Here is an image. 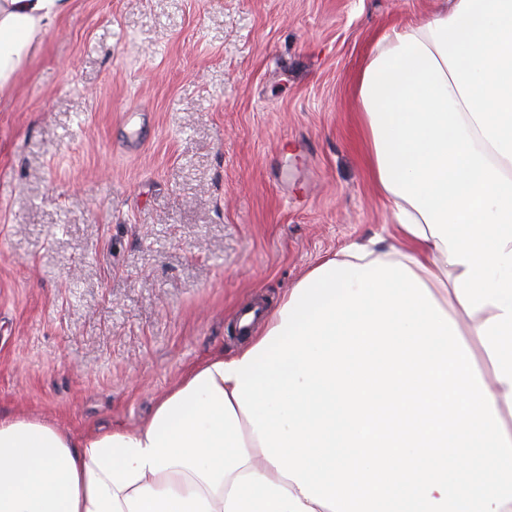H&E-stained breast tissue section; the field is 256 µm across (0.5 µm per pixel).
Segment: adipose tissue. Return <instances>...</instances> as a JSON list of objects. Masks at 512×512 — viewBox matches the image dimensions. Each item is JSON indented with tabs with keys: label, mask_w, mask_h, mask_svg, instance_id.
I'll return each mask as SVG.
<instances>
[{
	"label": "adipose tissue",
	"mask_w": 512,
	"mask_h": 512,
	"mask_svg": "<svg viewBox=\"0 0 512 512\" xmlns=\"http://www.w3.org/2000/svg\"><path fill=\"white\" fill-rule=\"evenodd\" d=\"M450 2L353 86L394 240L311 268L137 429L0 414V512H512V0ZM69 4L0 0V89Z\"/></svg>",
	"instance_id": "obj_1"
}]
</instances>
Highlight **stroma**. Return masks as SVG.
<instances>
[{"label": "stroma", "instance_id": "1", "mask_svg": "<svg viewBox=\"0 0 512 512\" xmlns=\"http://www.w3.org/2000/svg\"><path fill=\"white\" fill-rule=\"evenodd\" d=\"M445 0H71L0 89V413L146 422L242 308L386 234L350 84Z\"/></svg>", "mask_w": 512, "mask_h": 512}]
</instances>
